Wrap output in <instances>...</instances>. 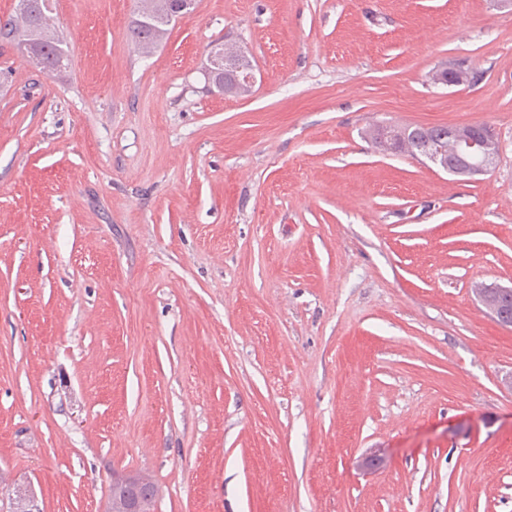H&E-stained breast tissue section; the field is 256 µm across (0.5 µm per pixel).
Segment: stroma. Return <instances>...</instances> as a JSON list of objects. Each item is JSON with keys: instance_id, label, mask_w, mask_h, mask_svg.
Listing matches in <instances>:
<instances>
[{"instance_id": "35a3bbf8", "label": "stroma", "mask_w": 512, "mask_h": 512, "mask_svg": "<svg viewBox=\"0 0 512 512\" xmlns=\"http://www.w3.org/2000/svg\"><path fill=\"white\" fill-rule=\"evenodd\" d=\"M138 8L50 0L59 77L0 40V474L41 512L137 471L154 512H512V326L473 292L512 286V0H198L148 55ZM232 52L227 47H224V68L234 69L232 81L229 82L224 79V71L217 70L210 78V82L214 84L217 89L224 92L225 95L236 94L246 95L251 92L252 87L256 83V74L253 68L244 70L241 66L234 65L233 61L228 60L227 55ZM224 84L223 86H219ZM376 132L379 131L372 128L369 131V136L377 149L396 153L407 152L410 155L415 152L414 158L422 162L428 161L443 171L457 176L474 177L487 172L498 154V142L496 143V140L477 124H472L465 130L461 128L449 131L461 145L460 153L452 160H448V157L455 156L457 145L455 140L448 135V126L446 137L437 140L438 145L448 154L428 147H420L417 150L418 144L414 135V127L410 125H389L388 131L382 136H375ZM472 153H477L483 158L481 165L470 164L468 156Z\"/></svg>"}]
</instances>
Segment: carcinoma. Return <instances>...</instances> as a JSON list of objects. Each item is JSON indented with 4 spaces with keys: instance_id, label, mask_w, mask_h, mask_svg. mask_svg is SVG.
<instances>
[{
    "instance_id": "cac0c4a2",
    "label": "carcinoma",
    "mask_w": 512,
    "mask_h": 512,
    "mask_svg": "<svg viewBox=\"0 0 512 512\" xmlns=\"http://www.w3.org/2000/svg\"><path fill=\"white\" fill-rule=\"evenodd\" d=\"M46 2L17 0L12 14L0 16V39L37 58L42 70L58 76L66 69L67 44L47 23ZM162 4L163 0H142L137 18L127 30L128 39L136 47L159 45L166 39L169 23L159 14ZM369 136L375 147L383 151L412 154L418 147L414 128L409 125H391L381 136L372 129Z\"/></svg>"
}]
</instances>
